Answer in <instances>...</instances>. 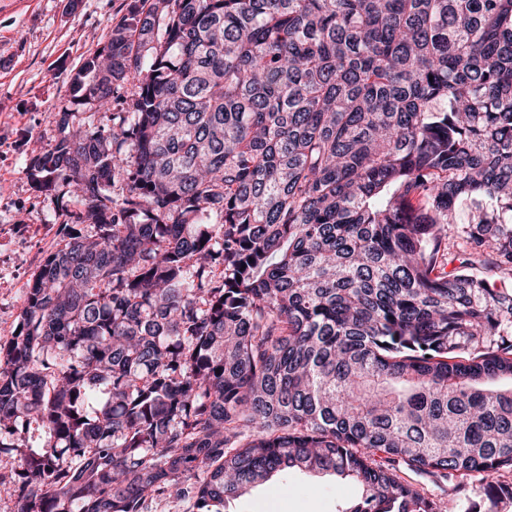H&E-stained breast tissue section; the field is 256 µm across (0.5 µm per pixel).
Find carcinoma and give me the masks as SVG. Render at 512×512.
Wrapping results in <instances>:
<instances>
[{
  "mask_svg": "<svg viewBox=\"0 0 512 512\" xmlns=\"http://www.w3.org/2000/svg\"><path fill=\"white\" fill-rule=\"evenodd\" d=\"M56 126L26 166L64 235L0 341L17 512H220L292 468L441 512L402 465L512 507L477 270L512 275V0H131Z\"/></svg>",
  "mask_w": 512,
  "mask_h": 512,
  "instance_id": "cac0c4a2",
  "label": "carcinoma"
}]
</instances>
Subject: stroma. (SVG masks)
<instances>
[{"label":"stroma","instance_id":"35a3bbf8","mask_svg":"<svg viewBox=\"0 0 512 512\" xmlns=\"http://www.w3.org/2000/svg\"><path fill=\"white\" fill-rule=\"evenodd\" d=\"M129 2L0 0V338L12 335L29 280L62 238L55 204L24 162L55 139L54 114L68 103L73 75ZM401 475L450 512L490 507L478 482L452 497L447 483ZM359 496L353 482L292 470L226 500L222 512H343Z\"/></svg>","mask_w":512,"mask_h":512}]
</instances>
